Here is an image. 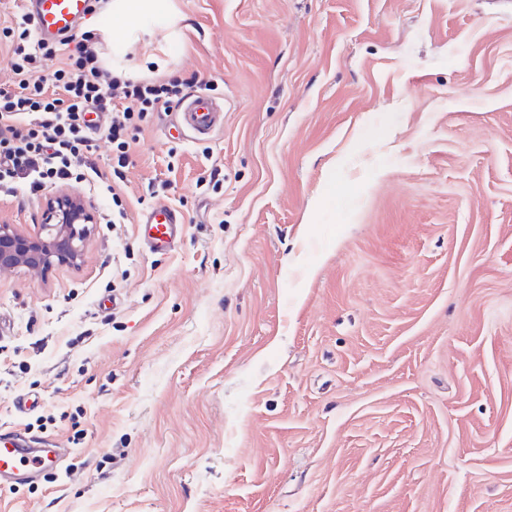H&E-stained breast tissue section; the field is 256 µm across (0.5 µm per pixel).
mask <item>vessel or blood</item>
<instances>
[{
    "label": "vessel or blood",
    "instance_id": "obj_1",
    "mask_svg": "<svg viewBox=\"0 0 512 512\" xmlns=\"http://www.w3.org/2000/svg\"><path fill=\"white\" fill-rule=\"evenodd\" d=\"M22 12L33 24L37 39L49 40L70 35L84 16L87 0H20ZM180 123L200 140L212 138L224 127V104L213 95L197 92L176 108ZM140 234L153 253H168L179 243L184 228L181 212L158 203L142 213ZM62 467L56 448H26L18 444L14 432H0V483L13 486L38 482L43 475Z\"/></svg>",
    "mask_w": 512,
    "mask_h": 512
}]
</instances>
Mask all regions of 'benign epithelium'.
<instances>
[{
    "label": "benign epithelium",
    "mask_w": 512,
    "mask_h": 512,
    "mask_svg": "<svg viewBox=\"0 0 512 512\" xmlns=\"http://www.w3.org/2000/svg\"><path fill=\"white\" fill-rule=\"evenodd\" d=\"M97 216L83 196L60 191L45 203L35 234L19 231L0 217V270L45 275L60 266H76L84 257Z\"/></svg>",
    "instance_id": "1"
}]
</instances>
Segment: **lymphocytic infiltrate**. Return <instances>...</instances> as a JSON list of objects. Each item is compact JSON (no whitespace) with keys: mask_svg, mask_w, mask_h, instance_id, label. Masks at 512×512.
<instances>
[{"mask_svg":"<svg viewBox=\"0 0 512 512\" xmlns=\"http://www.w3.org/2000/svg\"><path fill=\"white\" fill-rule=\"evenodd\" d=\"M15 76L0 86V197L30 193L70 180L105 188L129 159L130 133L155 112L170 110L186 96L188 80L121 77L101 65L91 33L57 42L38 41L27 18L0 29ZM56 57L50 73L42 59ZM108 114L102 132L114 150L109 173L91 161L93 133L87 112Z\"/></svg>","mask_w":512,"mask_h":512,"instance_id":"obj_1","label":"lymphocytic infiltrate"}]
</instances>
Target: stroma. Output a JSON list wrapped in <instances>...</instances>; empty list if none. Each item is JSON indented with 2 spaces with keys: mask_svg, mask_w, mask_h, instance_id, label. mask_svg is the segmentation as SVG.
Returning <instances> with one entry per match:
<instances>
[{
  "mask_svg": "<svg viewBox=\"0 0 512 512\" xmlns=\"http://www.w3.org/2000/svg\"><path fill=\"white\" fill-rule=\"evenodd\" d=\"M173 2L119 63L224 129L156 114L114 195L67 183L81 264L0 271V427L70 451L0 512H512V0ZM145 247L152 253H169L181 240L184 217L166 203H157L138 221Z\"/></svg>",
  "mask_w": 512,
  "mask_h": 512,
  "instance_id": "1",
  "label": "stroma"
}]
</instances>
